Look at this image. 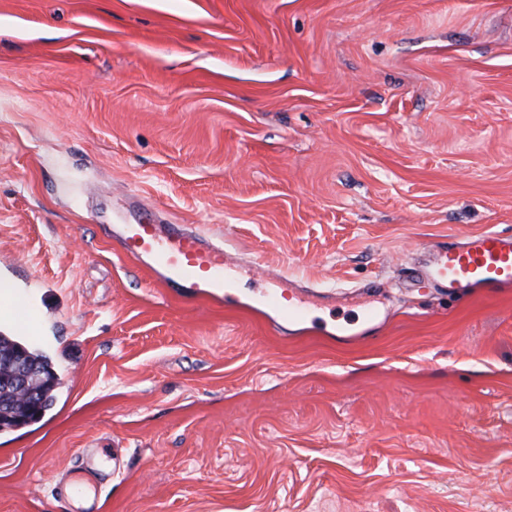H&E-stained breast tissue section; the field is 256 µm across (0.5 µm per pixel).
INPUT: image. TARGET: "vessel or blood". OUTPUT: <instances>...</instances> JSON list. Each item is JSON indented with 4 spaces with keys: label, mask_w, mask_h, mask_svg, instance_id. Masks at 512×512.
<instances>
[{
    "label": "vessel or blood",
    "mask_w": 512,
    "mask_h": 512,
    "mask_svg": "<svg viewBox=\"0 0 512 512\" xmlns=\"http://www.w3.org/2000/svg\"><path fill=\"white\" fill-rule=\"evenodd\" d=\"M118 242L127 257L148 268L184 305L203 301L234 305L241 300L239 276L225 259L223 247L188 225L126 224ZM410 278L411 287L428 286L456 301L512 289V231L487 230L434 245L412 267ZM303 298L299 288L286 292L267 288L260 290L256 309L304 324L310 322L311 314ZM379 318V309H367L356 321L337 323L336 335L353 340L354 327L373 324Z\"/></svg>",
    "instance_id": "vessel-or-blood-1"
}]
</instances>
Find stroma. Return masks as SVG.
I'll return each mask as SVG.
<instances>
[{
    "label": "stroma",
    "mask_w": 512,
    "mask_h": 512,
    "mask_svg": "<svg viewBox=\"0 0 512 512\" xmlns=\"http://www.w3.org/2000/svg\"><path fill=\"white\" fill-rule=\"evenodd\" d=\"M332 288L357 343L183 307L130 202ZM512 231V0H0V332L60 384L0 512H512V293L412 290ZM380 318V311L378 308H370L365 310L361 316H358L356 320L346 321L344 323L340 322L336 324V336L344 341H350L353 339H357L361 336H364L369 330L373 327H367L361 329L357 332H351L353 327H360L364 325H370L377 322Z\"/></svg>",
    "instance_id": "obj_1"
}]
</instances>
